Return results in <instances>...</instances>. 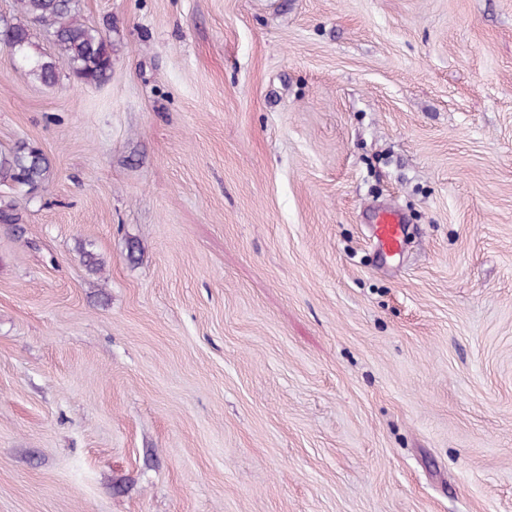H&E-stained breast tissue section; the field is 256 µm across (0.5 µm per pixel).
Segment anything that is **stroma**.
I'll list each match as a JSON object with an SVG mask.
<instances>
[{
  "mask_svg": "<svg viewBox=\"0 0 512 512\" xmlns=\"http://www.w3.org/2000/svg\"><path fill=\"white\" fill-rule=\"evenodd\" d=\"M79 8L101 85L0 46V512H512V0ZM52 166L44 152L27 142L0 148V186H7L11 195L0 191V224H17L21 216L16 197H35L52 176ZM405 226L400 214L394 210H383L376 215L373 237L378 249L387 257L397 255L404 237Z\"/></svg>",
  "mask_w": 512,
  "mask_h": 512,
  "instance_id": "1",
  "label": "stroma"
}]
</instances>
